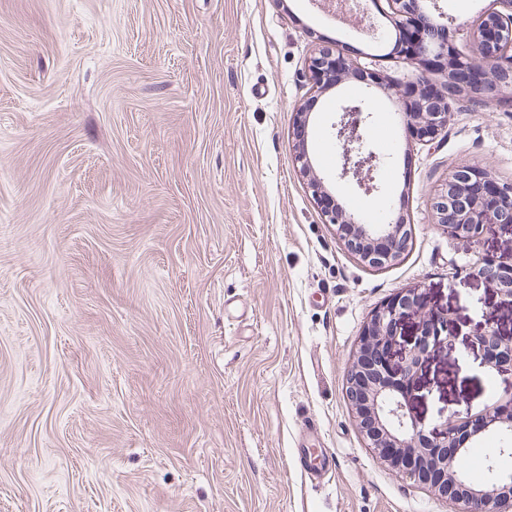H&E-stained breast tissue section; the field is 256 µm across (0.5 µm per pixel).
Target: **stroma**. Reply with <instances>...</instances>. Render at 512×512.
<instances>
[{"label": "stroma", "mask_w": 512, "mask_h": 512, "mask_svg": "<svg viewBox=\"0 0 512 512\" xmlns=\"http://www.w3.org/2000/svg\"><path fill=\"white\" fill-rule=\"evenodd\" d=\"M440 9L450 57L502 0ZM378 38L311 0H0V512H453L366 447L345 377L371 312L405 288L463 336L512 306L471 272L512 234L448 238L430 202L463 162L512 185V112L449 105L407 141L394 100L317 92L319 47L406 86L387 0ZM372 98L378 195L337 177L340 105ZM309 105L314 173L347 211L404 216L393 266L360 264L294 164ZM502 388L477 345L432 349L410 398L430 427ZM316 434H309V426ZM303 445L333 471L311 479Z\"/></svg>", "instance_id": "35a3bbf8"}]
</instances>
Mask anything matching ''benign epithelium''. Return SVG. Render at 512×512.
Returning a JSON list of instances; mask_svg holds the SVG:
<instances>
[{
    "instance_id": "1",
    "label": "benign epithelium",
    "mask_w": 512,
    "mask_h": 512,
    "mask_svg": "<svg viewBox=\"0 0 512 512\" xmlns=\"http://www.w3.org/2000/svg\"><path fill=\"white\" fill-rule=\"evenodd\" d=\"M395 27H413L418 37L408 57L420 63L429 56L448 55V44L439 40L443 24L413 9L414 0H389ZM345 24L358 32L370 33L375 25L364 8L345 11L342 0H321ZM509 13L485 15L478 26L473 58L452 60L448 65L447 95H423L400 112L404 128L417 143L430 142L448 124L449 100L455 96L490 99L512 109V0H503ZM308 77L320 90L331 87L329 76L337 74L336 84L363 79L368 86L381 85L372 70L347 61L341 52L321 50L308 63ZM372 112L361 104L340 107L339 119L332 125L340 152L342 181H353L365 194L379 191L376 173L381 159L364 148L363 129ZM308 112L299 111L295 156L299 171L313 173V164L304 147ZM313 194L325 222L336 226L346 247L365 265L386 268L399 262L412 242V227L404 217L386 224L372 223L367 211L348 212L329 203L331 192L321 179H311ZM512 186L498 182L480 167L458 165L444 187L434 196L431 210L434 223L448 237L463 243H477L493 230L512 232ZM472 273L494 289L503 303L512 305V258H486L471 267ZM419 317L414 336L404 339L398 327ZM487 328L469 337L483 351L484 364L507 380L495 401L474 415L470 410L455 411L438 425L424 429L412 417L408 405L414 381L431 349H457L458 335L448 331L450 319L426 308L418 288L398 292L372 311L359 337L358 347L346 376L345 393L356 415L359 431L376 456L395 473L430 490L437 498L455 506L454 512H512V480L472 483L457 466L471 443L488 433L512 439V337L501 335L493 319L485 315Z\"/></svg>"
}]
</instances>
